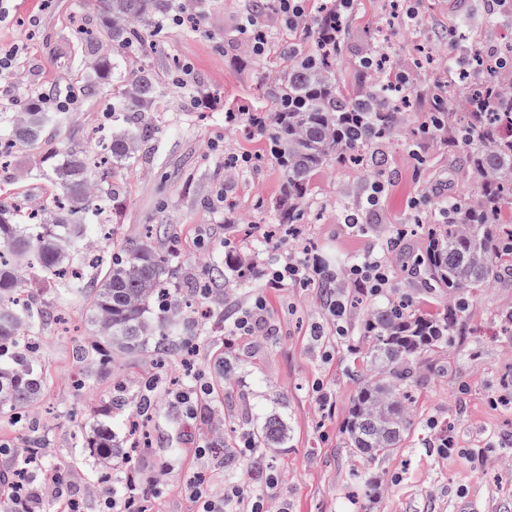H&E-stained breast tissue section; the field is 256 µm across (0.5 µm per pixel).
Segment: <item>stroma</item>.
Masks as SVG:
<instances>
[{
    "label": "stroma",
    "instance_id": "1",
    "mask_svg": "<svg viewBox=\"0 0 512 512\" xmlns=\"http://www.w3.org/2000/svg\"><path fill=\"white\" fill-rule=\"evenodd\" d=\"M415 7L420 28L412 36L388 29L393 0H360L357 11L344 17L336 67L337 84L355 93L369 80L358 62L379 50L380 31L390 33L394 68L415 70L418 49L426 47L430 62L415 70L419 78L410 92L412 123L425 119L438 87L448 82L449 30H459L465 43L489 31L486 0H416ZM319 9L318 0H312L305 24L291 29L272 12L261 14L270 41L259 54L241 33L248 0H183L182 13L201 15L199 28L167 24L160 48L121 61V72L146 66L158 74L160 94L150 114L158 132L146 159L118 182L124 208L103 247L127 244L155 225L157 251L178 259L181 292H188L208 266H219L225 276L213 281L212 294L200 300L199 314L184 317L186 329L178 333L165 367H158L150 351L124 355L83 388L77 385L82 367L75 350L93 338L88 298L64 301L54 288L28 279L31 294L56 315L39 326L37 357L47 385L23 420L0 426V445L16 450L12 456L0 454V474L16 469L18 452L36 447L39 459L28 475L37 512H57L64 496L80 512H100L116 488L145 501L148 512H196L187 488L192 473L207 472L208 491L220 498L232 482L261 485L268 469L279 476L277 493L288 512H512V335L504 334L499 323L512 314L511 257L501 262L507 276L474 293L459 316V332L421 359L420 380L412 387L415 431L389 456L371 463L345 443L353 376L367 349V308L399 293L411 296L415 308L426 313L448 304L447 296L427 287L422 276L390 270L385 290L373 295L359 289L349 268L369 256L389 262L386 241L412 223L413 200L423 197L436 204L461 198L470 184L447 146L422 140L413 148L399 136L378 148L388 185L377 205L366 203L371 169L332 162L311 177L297 235L266 236L284 175L251 117L270 108L263 87L286 65L278 45L312 47ZM78 24L95 29L92 49L74 40ZM100 27L92 0H9L0 16V54L15 56L18 66L15 75L0 79V113L52 93H76L79 105L56 114L46 140L16 143L11 167L0 170V199L20 190L39 204L48 203V148H96L101 128L110 122L112 83L89 89L82 74L87 54H112ZM178 64L188 69L183 88L173 81ZM233 154L249 155L250 165L229 169L226 160ZM351 207L359 214L354 228L345 222ZM242 255L252 256L258 269L248 283L232 265ZM294 258L320 265L322 278L308 285L266 287L261 269ZM260 294L266 298L263 327L248 335L236 332V318ZM336 300L347 304L340 319L330 310ZM187 347L194 351L200 376L215 387L195 418L162 395L141 421L131 406L111 408L119 388L132 393L149 378L164 388L176 381L189 386L190 378L180 374L181 351ZM273 414L287 425L286 443L261 454L258 462L228 459L212 448L220 429L252 431ZM102 421L121 447H129L138 433L150 441L148 450L134 452L119 486L97 472L83 446L86 433ZM443 433L448 448L441 452L434 442ZM44 467L59 468L61 491L44 485ZM360 473L377 485L376 494H366L356 479Z\"/></svg>",
    "mask_w": 512,
    "mask_h": 512
}]
</instances>
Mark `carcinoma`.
<instances>
[{
  "mask_svg": "<svg viewBox=\"0 0 512 512\" xmlns=\"http://www.w3.org/2000/svg\"><path fill=\"white\" fill-rule=\"evenodd\" d=\"M102 27L112 42V58H92L84 76L97 86L116 70L117 58L146 56L157 48L152 37L171 20L173 0H94ZM340 41L329 46L316 40L313 48H288V68L265 91L270 112L259 123L269 154L284 173L283 198L272 209L273 219L294 224L302 216L313 172L334 160L375 157V148L396 137L405 117L383 84L370 82L359 93L336 84ZM453 71L469 76L467 91H440L432 112L411 132L415 139L438 140L462 154L466 176L473 181L468 196L439 204L437 222L426 230L419 253L396 250L404 232L390 241L392 262L426 275L430 288L448 294L452 305L429 314L406 299L371 309L365 320L367 360L356 375L357 390L346 416L348 447L365 461L389 455L410 433L416 420L407 405L422 355L448 342L457 314L465 311L475 290L501 275L500 259L512 256V91L503 75L512 74V47L467 48ZM159 91L153 71L143 67L119 80L112 94V117L122 126L99 144L100 162L110 165V179L92 178L86 150L71 147L52 165L56 194L49 207L36 210L32 222L21 220L15 205L0 201V419L17 417L37 401L46 374L35 358L32 332L44 312L32 309L21 295L17 272L27 266L60 289L80 296L91 292L90 315L95 339L76 351L90 370L104 372L112 356L142 351H173L164 322L183 313L178 289L171 287L176 264L158 254L153 232L110 257L102 278L87 289L79 266L83 256L75 244L88 230L84 214H120L122 199L114 178L146 155L143 147L156 134L146 112ZM46 101L30 100L12 113L7 136L34 142L48 128ZM157 383L141 382L129 403L138 413L149 410ZM256 448H281L285 425L270 416L258 430L243 434ZM95 466L117 474L124 453L112 451V430L98 425L86 436Z\"/></svg>",
  "mask_w": 512,
  "mask_h": 512,
  "instance_id": "obj_1",
  "label": "carcinoma"
}]
</instances>
